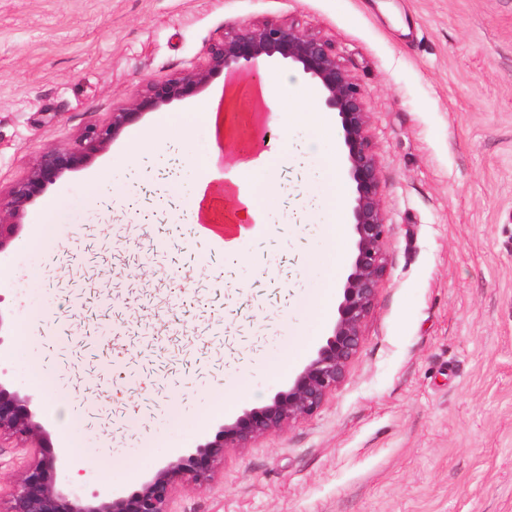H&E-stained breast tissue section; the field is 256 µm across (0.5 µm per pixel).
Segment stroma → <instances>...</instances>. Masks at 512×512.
<instances>
[{
  "mask_svg": "<svg viewBox=\"0 0 512 512\" xmlns=\"http://www.w3.org/2000/svg\"><path fill=\"white\" fill-rule=\"evenodd\" d=\"M267 22L294 23L327 39L366 91L386 222L387 273L343 383L310 418L229 448L212 482L177 489L170 512H512V0H0V195L23 181L49 147L75 145L90 127L148 84L203 65L211 43ZM225 73L201 93L167 106L191 111L217 100L220 133L199 132L196 154L218 148L214 184L237 173L240 143H280L272 113L254 97L229 96ZM133 144L124 130L90 167L50 184L30 204L0 252V384L35 394L34 410L64 456L61 416L39 395V373L58 355L46 339L93 326L95 302L66 322L41 327L37 346L16 344L21 318L56 311L76 262L105 272L114 306L106 378L85 373L66 389L76 406L117 409L151 396L155 373L124 381L152 325L171 347L207 348L224 359V379L184 377L172 394L177 417L128 413L130 447L114 450L100 430L81 427L86 492L131 491L165 462L213 439L224 421L265 404L300 366L270 374L292 344L301 301L327 277L324 213L298 200L319 183L296 166L285 192L268 200L266 224L246 258L196 237L164 186L126 183L111 208L87 202L86 177ZM58 198L60 229L42 249L25 242L46 201ZM136 225L88 252L87 226ZM167 253V271L148 259ZM248 393L223 414L213 400L240 374Z\"/></svg>",
  "mask_w": 512,
  "mask_h": 512,
  "instance_id": "1",
  "label": "stroma"
}]
</instances>
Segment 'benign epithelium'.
Returning a JSON list of instances; mask_svg holds the SVG:
<instances>
[{
	"mask_svg": "<svg viewBox=\"0 0 512 512\" xmlns=\"http://www.w3.org/2000/svg\"><path fill=\"white\" fill-rule=\"evenodd\" d=\"M288 62L319 87L325 107L336 113L343 132L345 171L351 201V263L331 334L301 370L266 404L245 409L195 452L167 461L139 489H110L83 495L58 479L65 460L43 453L15 479L6 512H169L174 491L212 480L226 448H245L268 433L313 416L343 381L355 357L364 321L386 274L383 244L388 224L380 197L375 154L367 136L365 93L337 59L330 43L294 24L246 26L214 42L204 65L178 78L151 85L132 102L112 112L110 122L92 127L75 147H54L33 161L26 179L0 199V251L14 237L26 208L45 188L106 152L124 129L147 112L204 90L221 71L255 69L259 63ZM35 396L0 386V441L26 448L50 447L48 434L32 410Z\"/></svg>",
	"mask_w": 512,
	"mask_h": 512,
	"instance_id": "benign-epithelium-1",
	"label": "benign epithelium"
}]
</instances>
